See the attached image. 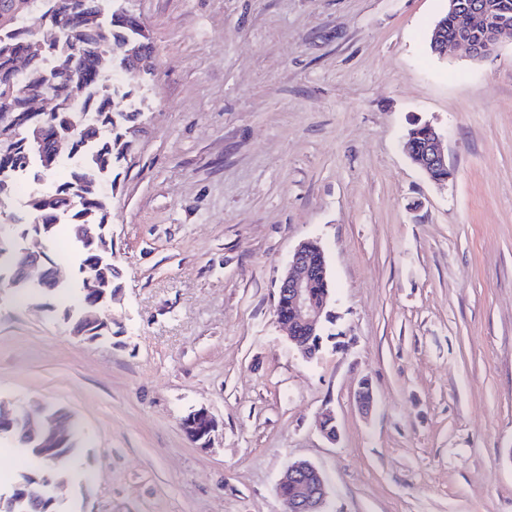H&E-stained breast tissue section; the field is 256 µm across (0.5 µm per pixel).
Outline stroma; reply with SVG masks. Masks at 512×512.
I'll list each match as a JSON object with an SVG mask.
<instances>
[{
	"mask_svg": "<svg viewBox=\"0 0 512 512\" xmlns=\"http://www.w3.org/2000/svg\"><path fill=\"white\" fill-rule=\"evenodd\" d=\"M129 6L154 55L112 173V333L61 318L81 299L66 225L46 252L71 288L0 283V407L83 428L60 512H282L298 459L324 473L327 512H512V45L431 54L448 0ZM424 122L443 186L401 148ZM304 240L344 334L310 361L275 321ZM200 407L208 448L181 428ZM40 469L0 440V489Z\"/></svg>",
	"mask_w": 512,
	"mask_h": 512,
	"instance_id": "obj_1",
	"label": "stroma"
}]
</instances>
